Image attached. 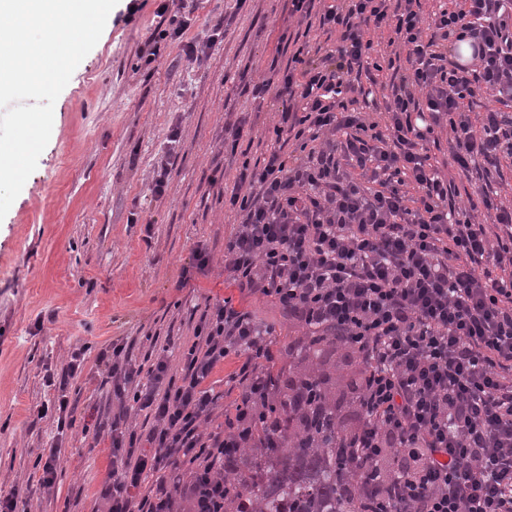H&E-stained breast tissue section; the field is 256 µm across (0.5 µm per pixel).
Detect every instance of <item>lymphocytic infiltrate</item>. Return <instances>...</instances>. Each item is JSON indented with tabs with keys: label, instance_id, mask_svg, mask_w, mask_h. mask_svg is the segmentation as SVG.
<instances>
[{
	"label": "lymphocytic infiltrate",
	"instance_id": "obj_1",
	"mask_svg": "<svg viewBox=\"0 0 512 512\" xmlns=\"http://www.w3.org/2000/svg\"><path fill=\"white\" fill-rule=\"evenodd\" d=\"M290 2L298 24L336 43L322 55L300 44L252 88L253 100L271 94L282 109L275 148L262 163L242 161L225 198L242 216L224 245L227 279L358 359V422L342 445L363 475L359 494L391 498L395 512H512V203L494 204L481 187L455 206L427 148L442 130L461 170L512 161V117L499 109L512 102V0H444L429 14L421 0ZM156 15L138 50L149 63L174 43L202 60L224 36L219 22L206 40H186L190 14L168 0ZM379 34L406 54L386 81L370 57ZM454 40L470 43L469 62L454 60ZM378 93L383 122L358 107ZM483 97L492 107L473 113ZM290 143L299 156H284ZM483 208L494 223L477 221ZM274 332L227 298L201 311L179 374L170 336L140 362L125 341L98 353L118 403L94 423L111 441L105 512H224L242 449L263 442ZM231 355L234 411L222 431L203 432L217 405L203 383ZM85 360L77 348L61 369L43 366L55 396L37 416L52 418L59 441L75 424L68 389ZM132 404L147 431L129 425ZM60 455L59 442L43 450L37 486L0 493V512L53 488Z\"/></svg>",
	"mask_w": 512,
	"mask_h": 512
}]
</instances>
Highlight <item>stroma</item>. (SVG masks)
<instances>
[{"mask_svg": "<svg viewBox=\"0 0 512 512\" xmlns=\"http://www.w3.org/2000/svg\"><path fill=\"white\" fill-rule=\"evenodd\" d=\"M134 24L123 21L128 0L110 12L103 34L75 69L54 105L48 145L36 170L0 221V490L37 480L35 461L50 447L51 421H35L36 405L51 398L42 365H62L86 347L84 372L71 388L75 427L62 449L58 478L36 492L27 512H93L111 466L109 438L93 442L82 428L95 411L112 409L106 373L96 364L101 348L135 339L143 359L151 337L192 334L195 305L232 298L237 308L275 324L273 372L312 368L328 377L345 423H353L350 384L359 366L341 351L315 359L285 354L304 331L268 298L239 292L227 282L224 240L239 218L224 206L236 171L224 162L226 126L247 112L254 124L249 160L268 155L280 102L256 105L240 95L241 79L258 82L278 54L282 34H296L287 0H197L187 38L205 40L223 22L221 42L199 62L179 46L148 66L137 50L159 19L155 0H141ZM178 143H171V133ZM459 204L478 184L476 171L454 166L447 146L430 148ZM171 169L163 197L151 191L161 159ZM224 181L211 185L216 167ZM205 249V270L192 266Z\"/></svg>", "mask_w": 512, "mask_h": 512, "instance_id": "1", "label": "stroma"}]
</instances>
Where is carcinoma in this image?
<instances>
[{
    "mask_svg": "<svg viewBox=\"0 0 512 512\" xmlns=\"http://www.w3.org/2000/svg\"><path fill=\"white\" fill-rule=\"evenodd\" d=\"M314 391V401L330 407L326 418L294 413L295 391ZM267 423L283 440L280 448H249L248 468L236 473L233 493L224 509L243 512H367L362 497L343 492L351 479L348 449L336 440V403L330 399L326 380L308 388L297 376L277 384L267 408Z\"/></svg>",
    "mask_w": 512,
    "mask_h": 512,
    "instance_id": "1",
    "label": "carcinoma"
}]
</instances>
